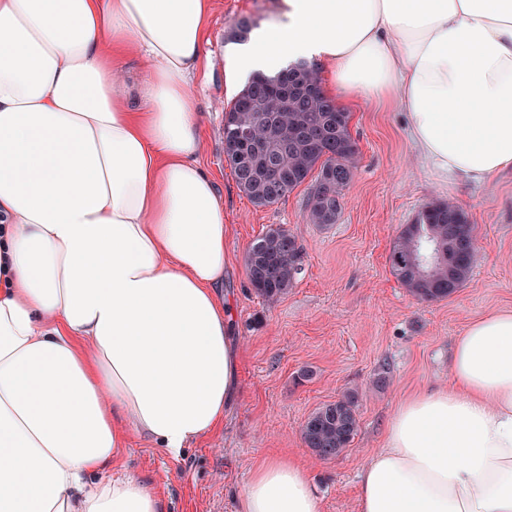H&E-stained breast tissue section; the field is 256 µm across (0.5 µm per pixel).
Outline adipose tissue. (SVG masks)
<instances>
[{
	"label": "adipose tissue",
	"instance_id": "1",
	"mask_svg": "<svg viewBox=\"0 0 512 512\" xmlns=\"http://www.w3.org/2000/svg\"><path fill=\"white\" fill-rule=\"evenodd\" d=\"M210 0H0V512H163L106 474L136 431L179 459L224 419L239 350L224 204L193 78ZM139 57L140 106L118 85ZM316 64L337 107L406 112L459 185L512 169V0H283L229 82ZM238 512H318L274 456ZM357 512H512V311L454 341L448 385L402 401Z\"/></svg>",
	"mask_w": 512,
	"mask_h": 512
}]
</instances>
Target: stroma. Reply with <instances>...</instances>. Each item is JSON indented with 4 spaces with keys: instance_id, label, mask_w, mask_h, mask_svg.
Listing matches in <instances>:
<instances>
[{
    "instance_id": "obj_1",
    "label": "stroma",
    "mask_w": 512,
    "mask_h": 512,
    "mask_svg": "<svg viewBox=\"0 0 512 512\" xmlns=\"http://www.w3.org/2000/svg\"><path fill=\"white\" fill-rule=\"evenodd\" d=\"M281 2L211 0L208 61L194 90L203 116L201 161L224 200L228 226L224 293L242 350L240 390L223 422L181 459L130 433L110 472L151 483L165 512H237L252 471L270 456L307 465L319 512H356L358 475L382 447L399 404L447 383L453 342L471 320L512 309V171L488 185L446 182L421 163L408 117L396 109L351 99L358 152L336 223H311L310 183L267 207L241 191L224 155V111L239 91L224 75V53L239 19L263 27ZM442 200L462 206L475 224L476 261L455 294L422 302L395 279L387 258L401 227ZM273 225L296 237L304 260L287 294L269 301L251 290L245 256ZM305 369L311 378H302ZM348 389L357 393L359 430L340 456L316 459L301 426Z\"/></svg>"
}]
</instances>
